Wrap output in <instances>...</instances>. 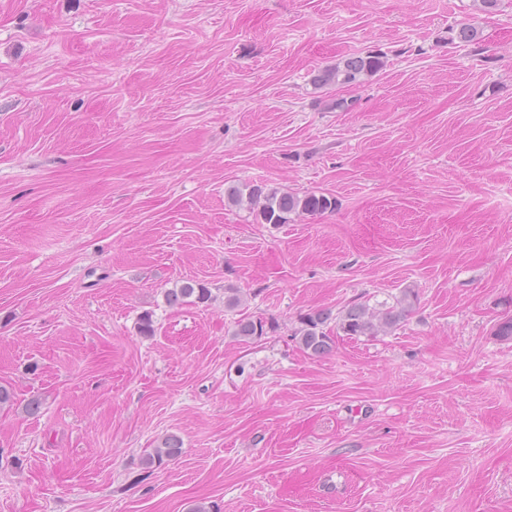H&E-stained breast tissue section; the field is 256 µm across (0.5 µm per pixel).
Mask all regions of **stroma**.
<instances>
[{
    "label": "stroma",
    "mask_w": 512,
    "mask_h": 512,
    "mask_svg": "<svg viewBox=\"0 0 512 512\" xmlns=\"http://www.w3.org/2000/svg\"><path fill=\"white\" fill-rule=\"evenodd\" d=\"M406 288L392 333L293 337ZM511 317L512 0H0V512H512ZM384 61L378 54L352 55L337 62L335 66L319 72L314 78L318 86H357L366 77L382 70ZM227 199L233 205H243L245 202L264 224H287L291 221L290 215L324 214L336 206V201L324 194L265 193L261 188L254 187L247 193L239 187H230ZM189 298H194V302L204 303L210 300L211 293L208 288L196 281H185L166 292V300L171 305L182 304ZM182 453V447L179 439L173 435L163 438L160 446L154 448L153 453L149 454L146 460L147 466H161L168 461L174 460Z\"/></svg>",
    "instance_id": "stroma-1"
}]
</instances>
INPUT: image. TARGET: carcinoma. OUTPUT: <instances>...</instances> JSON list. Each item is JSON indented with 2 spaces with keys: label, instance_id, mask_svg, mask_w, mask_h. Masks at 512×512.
I'll return each mask as SVG.
<instances>
[{
  "label": "carcinoma",
  "instance_id": "cac0c4a2",
  "mask_svg": "<svg viewBox=\"0 0 512 512\" xmlns=\"http://www.w3.org/2000/svg\"><path fill=\"white\" fill-rule=\"evenodd\" d=\"M449 33L448 40L451 42L457 40L461 43H473L479 40L478 29L471 24L461 23L453 26L449 28ZM383 67L384 61L377 54L352 55L319 72L314 78V84L356 86L364 78L378 73ZM227 199L233 205L247 204L264 224H287L292 215L323 214L336 206V201L324 194L265 192L254 187L247 191L231 187L228 189ZM189 298L205 303L211 299V293L209 289L195 281H185L166 292V300L171 305L181 304ZM415 301V293L405 289L391 305L386 302L371 305L366 300L353 302L335 316L328 310H314L301 317L300 326L294 336L303 350L315 356L322 355L332 349L335 334L355 338L391 332L406 320ZM264 334L266 325L261 319L243 318L235 324V335L245 341L254 340ZM181 453L179 439L170 435L163 438L160 446L148 455L146 465L161 466L176 459Z\"/></svg>",
  "mask_w": 512,
  "mask_h": 512
}]
</instances>
